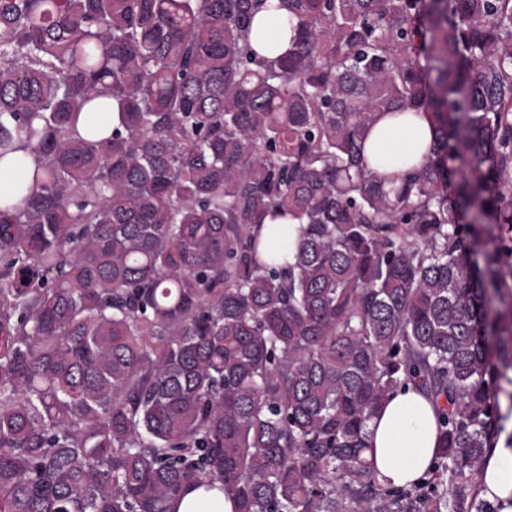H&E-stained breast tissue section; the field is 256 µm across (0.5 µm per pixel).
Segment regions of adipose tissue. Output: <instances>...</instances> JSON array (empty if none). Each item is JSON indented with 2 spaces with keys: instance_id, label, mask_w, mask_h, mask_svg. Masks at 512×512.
Masks as SVG:
<instances>
[{
  "instance_id": "adipose-tissue-1",
  "label": "adipose tissue",
  "mask_w": 512,
  "mask_h": 512,
  "mask_svg": "<svg viewBox=\"0 0 512 512\" xmlns=\"http://www.w3.org/2000/svg\"><path fill=\"white\" fill-rule=\"evenodd\" d=\"M433 137L425 113L384 115L372 126L364 145L368 167L379 175L397 180L420 168ZM34 168L36 155L19 146L14 158L0 161V201L19 204L29 194L23 175L13 169L14 159ZM366 454L380 483L404 486L427 470L439 440L436 408L413 386L394 392L385 407L369 423ZM480 499L495 512H512V447L505 439L492 441L479 480ZM237 503L218 489L192 486L171 505L172 512H236Z\"/></svg>"
}]
</instances>
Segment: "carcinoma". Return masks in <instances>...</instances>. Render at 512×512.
<instances>
[{"mask_svg":"<svg viewBox=\"0 0 512 512\" xmlns=\"http://www.w3.org/2000/svg\"><path fill=\"white\" fill-rule=\"evenodd\" d=\"M0 0V512H494L512 416V0ZM116 112L112 134L95 113ZM428 161L364 164L387 112ZM298 224L293 256L258 238ZM413 384L431 467L379 483L368 423ZM268 5L267 3L260 7L255 15L252 31L248 37L251 47L260 56L264 57H272V54L264 47L262 43L263 39L279 43L280 50H285L288 47V42L295 34L289 25L286 28L279 26L278 22L271 17L273 12L268 9ZM264 22L266 26L265 30H262ZM432 137L424 112L381 116L365 141V161L379 175L399 180L425 164ZM15 159H21L25 163V170L29 172L37 164L36 155L24 143L18 145L12 156L0 162V202L5 199L10 205H18L32 189L30 180L24 179L22 172L12 168ZM23 180L24 186L18 190L16 185ZM275 226H279L282 228L288 227V238H284L281 241V243L283 246L288 248V256H290L296 247L297 236H296L295 228H296V226H298V224H294V222H289L288 218L276 217L275 219H272L270 216H268L265 219V223L262 225V229H261L262 238L267 239L270 235L272 228ZM478 489L479 498L495 512H512V447L503 437L487 448ZM171 512H236L237 503L219 489L190 486L171 505Z\"/></svg>","mask_w":512,"mask_h":512,"instance_id":"carcinoma-1","label":"carcinoma"}]
</instances>
